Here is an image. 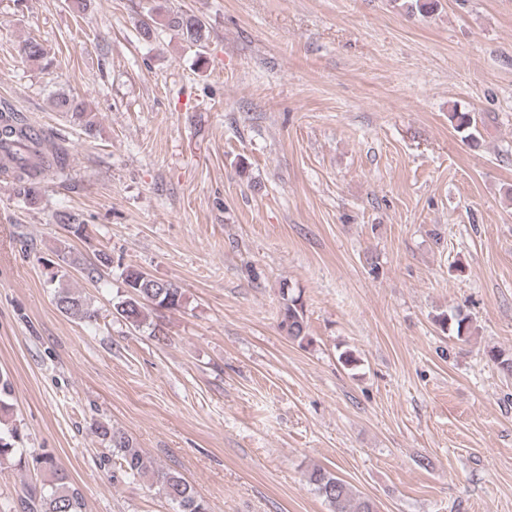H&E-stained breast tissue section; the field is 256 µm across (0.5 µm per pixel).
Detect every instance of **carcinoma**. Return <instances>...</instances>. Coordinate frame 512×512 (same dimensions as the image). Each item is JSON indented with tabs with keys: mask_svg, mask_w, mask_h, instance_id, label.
Here are the masks:
<instances>
[{
	"mask_svg": "<svg viewBox=\"0 0 512 512\" xmlns=\"http://www.w3.org/2000/svg\"><path fill=\"white\" fill-rule=\"evenodd\" d=\"M163 18L164 27L176 31L182 40L204 54L209 40V29L200 17L182 11H170L158 4L147 12V20L140 21L139 34L151 40L158 30L157 18ZM21 51L34 62L48 60L49 53L35 40L26 42ZM58 111L66 113L78 124L84 134L91 138L99 128L96 115L87 111L81 100L65 93L55 97ZM454 128L464 133V139L476 140V127L467 112L454 111L450 114ZM45 136H33L30 124L18 113L5 106L0 109V172L8 177L14 192L22 202L35 205L41 199L42 182L51 174L64 171L69 165L68 153L53 148L43 149ZM57 222L67 227L73 235H83L85 225L78 216L69 211L56 213ZM126 288L125 297L113 305L115 313L129 325L140 328L147 325L149 309L174 310L183 307L184 292L176 283L156 278L136 268L122 272ZM284 300L280 310V328L289 340L302 346L309 344L308 323L301 296L282 288ZM58 310L71 318L92 322L96 311L92 310L86 297L70 288L61 286L55 295ZM439 328L460 337L470 332L469 318L459 312H444L434 318ZM96 431L108 441L112 453L120 460L123 476L136 481L147 477L173 504L175 512H209L208 503L180 475L153 466L143 450L138 448L124 430L99 425ZM21 433L16 426L3 422L0 427V464L14 462L18 465L31 464L32 467L51 472L53 480L40 488L26 493L25 508L28 512H84V497L50 453L27 459L24 449L18 446ZM307 481L314 491L328 504L330 512H376L373 501L358 494L353 487L336 474L324 468H314L307 474Z\"/></svg>",
	"mask_w": 512,
	"mask_h": 512,
	"instance_id": "obj_1",
	"label": "carcinoma"
}]
</instances>
